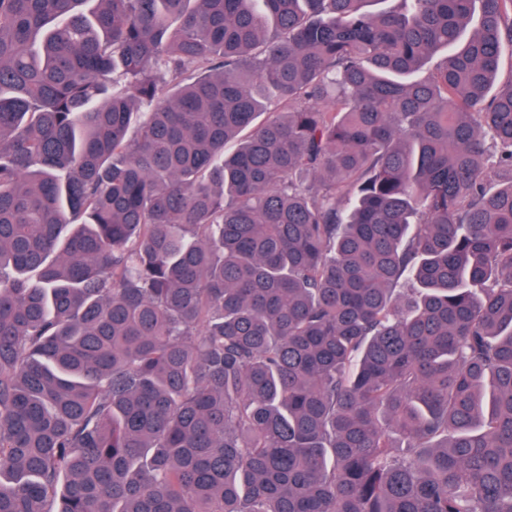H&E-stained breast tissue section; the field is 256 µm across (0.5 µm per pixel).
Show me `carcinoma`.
I'll return each mask as SVG.
<instances>
[{
    "mask_svg": "<svg viewBox=\"0 0 512 512\" xmlns=\"http://www.w3.org/2000/svg\"><path fill=\"white\" fill-rule=\"evenodd\" d=\"M369 2L0 0V512H512V0Z\"/></svg>",
    "mask_w": 512,
    "mask_h": 512,
    "instance_id": "carcinoma-1",
    "label": "carcinoma"
}]
</instances>
